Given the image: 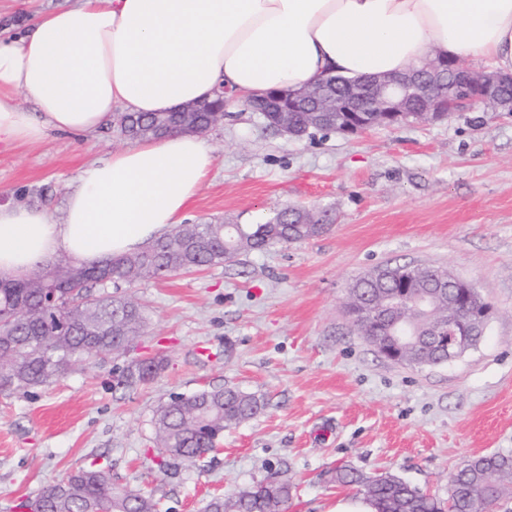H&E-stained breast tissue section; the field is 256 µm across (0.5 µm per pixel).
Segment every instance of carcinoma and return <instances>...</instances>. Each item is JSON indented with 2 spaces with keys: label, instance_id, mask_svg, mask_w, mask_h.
<instances>
[{
  "label": "carcinoma",
  "instance_id": "cac0c4a2",
  "mask_svg": "<svg viewBox=\"0 0 512 512\" xmlns=\"http://www.w3.org/2000/svg\"><path fill=\"white\" fill-rule=\"evenodd\" d=\"M279 91L243 102L269 128L280 116L269 108ZM220 97L198 102V127L206 133L218 123ZM181 113L142 114L118 112L112 129L129 140L156 124L163 134L180 131ZM309 113H288V124L306 137L328 132L308 126ZM335 218L311 209L284 205L259 224H180L167 236L142 251L95 265L61 259L38 265L24 277L0 281V392H23L48 386L89 365L97 356L112 354V346L134 344L147 328L142 306L129 295H112L108 288L127 287L143 280L162 279L180 271L219 266L238 255L262 252L274 244L300 243L334 223ZM413 283L402 298L403 279ZM448 270L433 266L388 267L380 276L371 271L349 288L347 305L356 311L352 320L359 335L374 344L393 345L429 325V320L462 318L463 301L448 300ZM104 292L97 293L95 289ZM20 350L27 361L16 365L8 354ZM402 351L419 365L448 362V353L433 343H405ZM165 368V358L128 374L124 387L136 388L153 380ZM266 407L265 399L238 386L202 389L176 394L154 411L156 465L166 473L180 463L193 464L204 449L214 448L224 429L253 418ZM340 486H353L375 512H500L512 499V453L477 456L453 475L444 502L390 473L366 475L348 465L332 471ZM293 485L278 475L239 491L231 498L214 497L206 512H288ZM36 498L44 512H158V502L139 489H117L108 470L91 465L43 486Z\"/></svg>",
  "mask_w": 512,
  "mask_h": 512
}]
</instances>
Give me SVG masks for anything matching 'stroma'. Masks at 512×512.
Returning <instances> with one entry per match:
<instances>
[{
	"mask_svg": "<svg viewBox=\"0 0 512 512\" xmlns=\"http://www.w3.org/2000/svg\"><path fill=\"white\" fill-rule=\"evenodd\" d=\"M72 0H0V30L21 33ZM205 138L215 155L190 222L254 223L292 204L329 209L334 224L305 242L136 284L149 327L134 356H165L136 389L112 360L27 393H0V512L98 463L114 486L153 495L159 512H205L278 471L288 512H330L348 488L343 462L395 474L439 499L467 458L512 452V112L358 136L291 139L229 102ZM128 142L111 131L0 144V204L60 216L81 173ZM437 266L492 306L474 349L443 365L396 364L358 334L347 290L381 266ZM234 384L265 398L225 429L219 448L163 473L156 406L170 394Z\"/></svg>",
	"mask_w": 512,
	"mask_h": 512,
	"instance_id": "35a3bbf8",
	"label": "stroma"
}]
</instances>
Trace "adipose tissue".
Wrapping results in <instances>:
<instances>
[{
	"label": "adipose tissue",
	"mask_w": 512,
	"mask_h": 512,
	"mask_svg": "<svg viewBox=\"0 0 512 512\" xmlns=\"http://www.w3.org/2000/svg\"><path fill=\"white\" fill-rule=\"evenodd\" d=\"M436 55L512 74V0H74L0 38V142L87 137L113 113L170 112L221 87L241 102ZM214 161L202 136L174 133L85 170L61 218L0 204V278L140 251L186 221Z\"/></svg>",
	"instance_id": "ef3b65f1"
}]
</instances>
